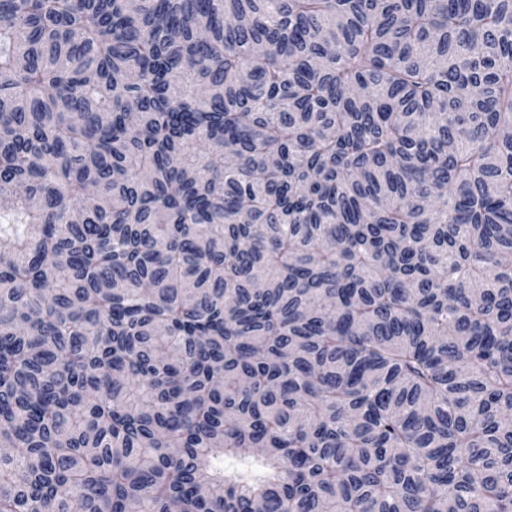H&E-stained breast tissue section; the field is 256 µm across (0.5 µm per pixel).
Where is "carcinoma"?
<instances>
[{
  "mask_svg": "<svg viewBox=\"0 0 512 512\" xmlns=\"http://www.w3.org/2000/svg\"><path fill=\"white\" fill-rule=\"evenodd\" d=\"M0 512H512V0H0Z\"/></svg>",
  "mask_w": 512,
  "mask_h": 512,
  "instance_id": "cac0c4a2",
  "label": "carcinoma"
}]
</instances>
